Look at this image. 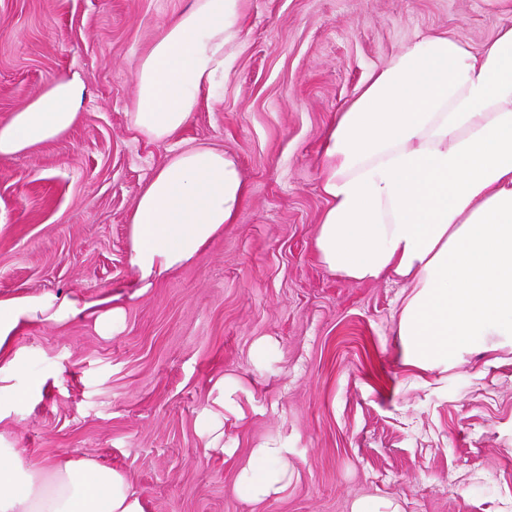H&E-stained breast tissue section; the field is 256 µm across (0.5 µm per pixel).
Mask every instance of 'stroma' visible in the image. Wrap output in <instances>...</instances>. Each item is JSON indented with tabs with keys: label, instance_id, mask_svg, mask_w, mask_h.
Segmentation results:
<instances>
[{
	"label": "stroma",
	"instance_id": "stroma-1",
	"mask_svg": "<svg viewBox=\"0 0 512 512\" xmlns=\"http://www.w3.org/2000/svg\"><path fill=\"white\" fill-rule=\"evenodd\" d=\"M189 0H0V120L78 73L80 122L0 156V293L93 297L132 278L127 216L170 152L207 142L248 186L235 223L191 265L134 300L120 329L39 327L18 337L20 398L0 432L29 466L92 457L125 471L147 512H512V349L448 370L406 365L401 288L345 280L314 248L323 135L407 43L448 34L479 48L512 0H244L240 44L216 98L173 139L131 128L134 72ZM228 379L241 417L205 452L201 414ZM290 449L288 488L236 491L252 448Z\"/></svg>",
	"mask_w": 512,
	"mask_h": 512
}]
</instances>
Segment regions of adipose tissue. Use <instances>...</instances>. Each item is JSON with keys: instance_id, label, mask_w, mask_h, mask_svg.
I'll return each instance as SVG.
<instances>
[{"instance_id": "ef3b65f1", "label": "adipose tissue", "mask_w": 512, "mask_h": 512, "mask_svg": "<svg viewBox=\"0 0 512 512\" xmlns=\"http://www.w3.org/2000/svg\"><path fill=\"white\" fill-rule=\"evenodd\" d=\"M243 0H192L166 21L135 70L131 125L174 137L210 98L239 42ZM79 75L48 82L0 121V156L24 153L81 116ZM314 237L321 262L356 282L403 284L397 334L405 362L432 370L459 362L486 337L512 347V24L480 49L445 33L409 43L359 84L329 127ZM247 194L235 158L200 143L173 152L138 192L128 224L129 290L88 297L0 293V384L24 365L23 331L93 322L109 336L126 307L192 263ZM288 450L268 441L238 488L258 503L288 485ZM0 512H146L128 475L89 457L25 465L0 436Z\"/></svg>"}]
</instances>
